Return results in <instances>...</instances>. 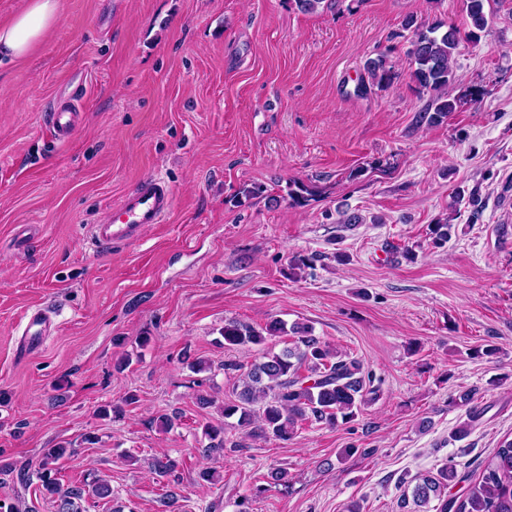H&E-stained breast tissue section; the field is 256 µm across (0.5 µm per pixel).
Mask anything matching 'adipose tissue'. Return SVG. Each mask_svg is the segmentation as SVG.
Here are the masks:
<instances>
[{"mask_svg":"<svg viewBox=\"0 0 512 512\" xmlns=\"http://www.w3.org/2000/svg\"><path fill=\"white\" fill-rule=\"evenodd\" d=\"M59 16V0H29L24 11L0 26V59L17 61L26 57Z\"/></svg>","mask_w":512,"mask_h":512,"instance_id":"1","label":"adipose tissue"}]
</instances>
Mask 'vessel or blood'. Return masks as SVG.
<instances>
[{"label": "vessel or blood", "instance_id": "obj_1", "mask_svg": "<svg viewBox=\"0 0 512 512\" xmlns=\"http://www.w3.org/2000/svg\"><path fill=\"white\" fill-rule=\"evenodd\" d=\"M77 112L74 105L54 107L49 115V126L58 141L71 138L76 129ZM173 203L169 186L155 176L144 177L138 186L114 205L104 222L92 225L90 235L99 247H113L132 240L141 227L163 223ZM51 326L47 310L28 314L24 330V347L32 349L42 343Z\"/></svg>", "mask_w": 512, "mask_h": 512}]
</instances>
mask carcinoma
<instances>
[{
	"mask_svg": "<svg viewBox=\"0 0 512 512\" xmlns=\"http://www.w3.org/2000/svg\"><path fill=\"white\" fill-rule=\"evenodd\" d=\"M490 0H466L464 27L450 24L429 27L415 33L409 57V79L415 87L430 95V104L422 122L438 125L455 112L456 101L449 98L448 87L454 83L452 61L460 43L478 38L493 16L486 11ZM367 70L379 84H389L395 74L386 68L383 58L368 63ZM286 332V324L274 319L265 328L238 321L224 323L222 336L227 347L262 346ZM227 373H239L233 385L231 398L224 401L221 415L228 419L238 416V426L244 429V438L253 440L275 438L287 441L304 422L335 425L349 424L358 416L360 407L367 403L366 395L375 393L370 388L372 375L365 371L360 360L339 355L306 327L297 329L290 346L279 353H264L245 367L234 361L224 363ZM205 436L210 440L202 454L207 456L215 448H243L241 440L227 442L224 424H208ZM67 448H45L38 467L41 492L58 502V512H74L75 500L83 497L86 489L64 485L57 477V462ZM155 470L172 481H179L177 463L170 458L158 459ZM478 475L471 480L460 497H445V489L457 478V464L448 460L438 476L419 475L412 489L413 501L425 507L436 499L437 512H512V439L504 440L495 452L478 466Z\"/></svg>",
	"mask_w": 512,
	"mask_h": 512,
	"instance_id": "cac0c4a2",
	"label": "carcinoma"
}]
</instances>
